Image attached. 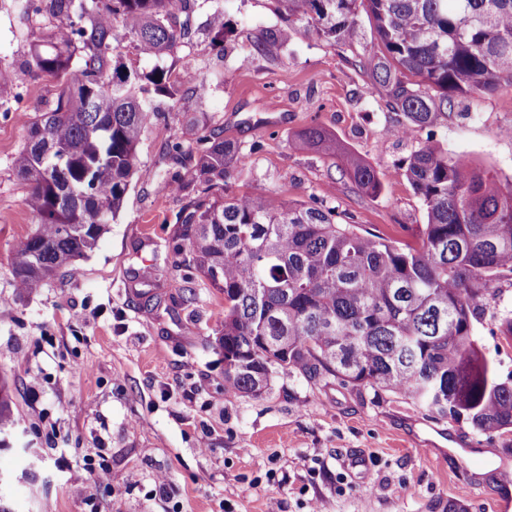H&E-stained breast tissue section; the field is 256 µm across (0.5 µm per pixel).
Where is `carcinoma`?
<instances>
[{"instance_id": "1", "label": "carcinoma", "mask_w": 512, "mask_h": 512, "mask_svg": "<svg viewBox=\"0 0 512 512\" xmlns=\"http://www.w3.org/2000/svg\"><path fill=\"white\" fill-rule=\"evenodd\" d=\"M189 0H10L26 20H56L27 66L62 78L56 108L36 115L13 157L38 216L17 246L24 291L93 251L116 219L134 176L137 147L156 95L177 107L161 61L188 35L176 18ZM291 24L347 46L367 14L372 35L357 60L404 122L433 124L454 97L512 85V0H275ZM121 31L156 60L131 72L114 54ZM199 157L198 194L172 239L175 265L200 272L224 296L218 334L224 391L259 396L278 371L309 381L400 394L478 433L512 429V374L477 343L486 296L512 281V179L448 153L429 136L397 172L422 201L426 222L399 241L337 220L325 198L291 204L277 193L229 190L249 156L188 121ZM349 176L377 197L376 171L350 159ZM0 376V432L12 428Z\"/></svg>"}]
</instances>
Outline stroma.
<instances>
[{
	"instance_id": "obj_1",
	"label": "stroma",
	"mask_w": 512,
	"mask_h": 512,
	"mask_svg": "<svg viewBox=\"0 0 512 512\" xmlns=\"http://www.w3.org/2000/svg\"><path fill=\"white\" fill-rule=\"evenodd\" d=\"M214 20L196 0L185 42L164 60L171 76L217 71L203 94L181 85L177 110L159 96V113L137 148L140 175L95 250L74 270L32 291L12 274L16 244L37 219L12 160L24 142L19 114L55 109L57 81L34 76L26 60L53 27L0 12V62L12 84L0 88V374L19 423L0 449V505L9 512H512V486L497 470L512 459V431L478 434L403 397L311 383L285 371L259 396L224 391V355L215 329L220 294L193 269L174 268L167 245L187 196L159 195L173 175L191 180L196 162L169 152L191 118L247 153L233 191H272L290 202L326 195L344 222L407 241L424 223L420 199L394 165L427 133L500 176L512 177V87L456 100L448 116L408 138L392 134L397 116L353 64L362 43L345 47L304 31L275 0H221ZM223 47H214L216 29ZM284 29L273 52L258 46ZM326 137L316 150L295 147L308 127ZM356 156L378 173L380 197L346 172ZM161 271L158 291L195 292L191 305H147L143 271ZM512 309V283L487 300L476 334L482 352L512 372V339L494 329ZM366 461L364 474L348 466ZM93 464L82 486L73 469ZM139 475L125 484L128 473ZM170 485L159 493L154 477Z\"/></svg>"
}]
</instances>
